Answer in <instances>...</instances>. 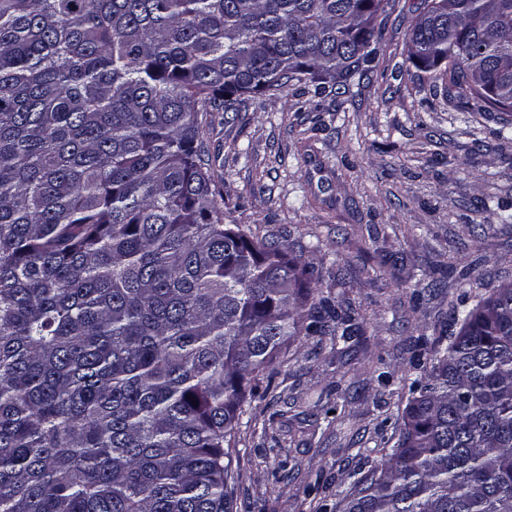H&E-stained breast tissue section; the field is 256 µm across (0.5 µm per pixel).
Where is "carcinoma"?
<instances>
[{"label":"carcinoma","instance_id":"carcinoma-1","mask_svg":"<svg viewBox=\"0 0 512 512\" xmlns=\"http://www.w3.org/2000/svg\"><path fill=\"white\" fill-rule=\"evenodd\" d=\"M389 6L0 0V512H230L247 395L360 314L224 223L198 114L341 93ZM408 60L512 124V0H421ZM452 323L343 512H512V283Z\"/></svg>","mask_w":512,"mask_h":512}]
</instances>
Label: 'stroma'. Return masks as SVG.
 <instances>
[{
  "instance_id": "1",
  "label": "stroma",
  "mask_w": 512,
  "mask_h": 512,
  "mask_svg": "<svg viewBox=\"0 0 512 512\" xmlns=\"http://www.w3.org/2000/svg\"><path fill=\"white\" fill-rule=\"evenodd\" d=\"M418 0H396L371 70L348 92L299 86L204 112L205 164L228 224L275 235L348 298L357 336L283 348L235 434L232 512H339L356 473L399 437L418 337L444 335L460 302L512 282V130L411 73ZM473 263L468 280L448 268Z\"/></svg>"
}]
</instances>
